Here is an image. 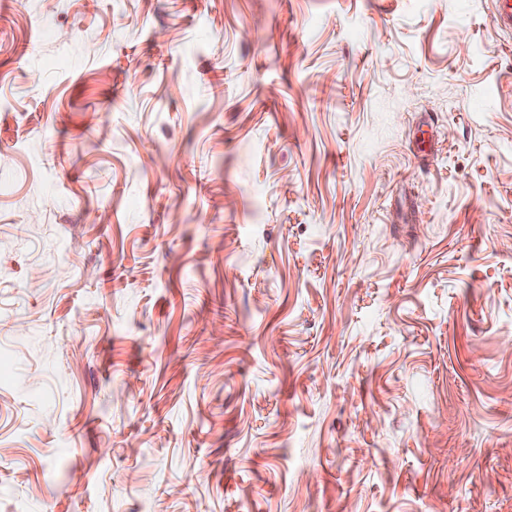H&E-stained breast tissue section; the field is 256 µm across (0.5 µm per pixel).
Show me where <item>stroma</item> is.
Wrapping results in <instances>:
<instances>
[{
	"instance_id": "35a3bbf8",
	"label": "stroma",
	"mask_w": 512,
	"mask_h": 512,
	"mask_svg": "<svg viewBox=\"0 0 512 512\" xmlns=\"http://www.w3.org/2000/svg\"><path fill=\"white\" fill-rule=\"evenodd\" d=\"M493 9L0 0V512H512Z\"/></svg>"
}]
</instances>
